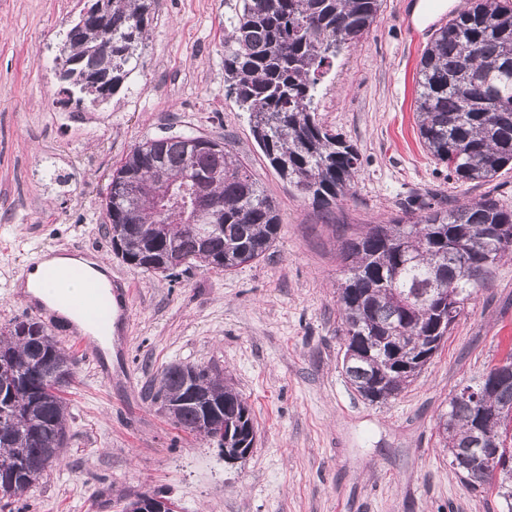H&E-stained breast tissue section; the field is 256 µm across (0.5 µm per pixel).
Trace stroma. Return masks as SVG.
Here are the masks:
<instances>
[{"label":"stroma","instance_id":"stroma-1","mask_svg":"<svg viewBox=\"0 0 512 512\" xmlns=\"http://www.w3.org/2000/svg\"><path fill=\"white\" fill-rule=\"evenodd\" d=\"M86 0H0V327L27 317L12 285L41 249L101 258L132 291V324L112 337L104 380L52 326L78 368L63 396L70 440L50 476L11 512H120L155 491L177 512H512L496 488L449 465L437 417L512 352V259L499 263L438 352L396 398L369 403L347 383L336 285L340 245L360 225L403 216L420 197L448 208L493 194L512 209V169L460 183L422 148L406 34L419 0H383L379 18L325 75L318 113L359 149L353 192L332 212L282 181L224 88V26L236 0H156L138 70L107 103H76L56 48ZM230 142L275 203L280 234L233 272L171 279L114 255L103 204L113 169L164 131ZM173 363L217 368L248 402L250 454L177 428L147 387Z\"/></svg>","mask_w":512,"mask_h":512}]
</instances>
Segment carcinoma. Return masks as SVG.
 <instances>
[{"label": "carcinoma", "instance_id": "1", "mask_svg": "<svg viewBox=\"0 0 512 512\" xmlns=\"http://www.w3.org/2000/svg\"><path fill=\"white\" fill-rule=\"evenodd\" d=\"M153 0H103V11L79 18L66 31L56 59L63 82L78 102L114 95L142 64ZM381 0H236L224 35V84L249 113L254 140L276 173L316 207L328 211L349 194L360 166L357 147L319 119L316 99L341 50L358 43L376 23ZM112 78L106 89L105 78ZM415 99L420 142L461 183H490L512 164V8L503 0H472L441 27L423 51ZM216 151L192 153L181 133H165L135 145L112 171L105 199L112 250L144 272L170 254L185 268L232 272L265 256L282 220L273 201L251 178L227 141ZM205 179L209 193L224 201L210 222L172 218L192 180ZM132 185L137 194L126 190ZM501 226L495 241L486 225ZM208 236L213 264L201 255ZM512 241V210L493 196L451 208L415 199L405 216L389 224H366L342 244L345 276L337 285L345 337L342 369L352 388L371 402L398 396L439 350ZM462 243L471 252H450ZM492 256L480 281L464 278L467 262ZM448 309L440 322L435 310ZM75 360L36 317L0 327V384L17 369L15 394L0 399V502L8 506L48 477L68 442L67 405L51 388L57 366ZM209 396L210 411L224 417V447L251 448L254 423L243 396L209 368L171 364L162 372L154 400L173 424L198 434ZM495 438L512 425V377L490 385L479 379L453 395L438 431L450 466L470 487L484 464L470 450L476 420ZM495 483L512 499V453L491 452Z\"/></svg>", "mask_w": 512, "mask_h": 512}]
</instances>
